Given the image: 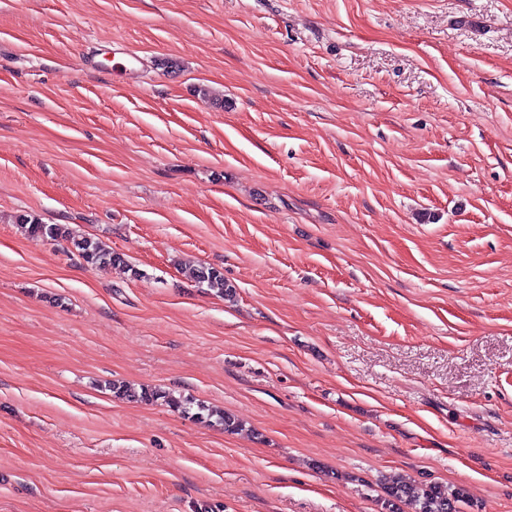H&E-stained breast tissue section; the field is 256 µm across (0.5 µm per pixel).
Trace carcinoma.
I'll use <instances>...</instances> for the list:
<instances>
[{
    "label": "carcinoma",
    "mask_w": 512,
    "mask_h": 512,
    "mask_svg": "<svg viewBox=\"0 0 512 512\" xmlns=\"http://www.w3.org/2000/svg\"><path fill=\"white\" fill-rule=\"evenodd\" d=\"M24 234L31 240L50 242H70L83 262L99 268L120 266L124 258L112 251L100 239L77 236L67 224H47L32 213H20L15 216ZM188 278L205 285L230 300L235 295V287L224 280V273L211 266L191 265L185 268ZM112 392L136 401L162 400L169 407L198 420L212 422L224 428L226 432L243 430L244 424L235 415L218 412L194 404L188 398H176L166 392L152 389L135 390L120 382H112ZM382 512H402V507L409 506L412 512H463V507L471 504L468 490L461 486H448L439 483L415 484L399 476H386L380 480Z\"/></svg>",
    "instance_id": "1"
}]
</instances>
